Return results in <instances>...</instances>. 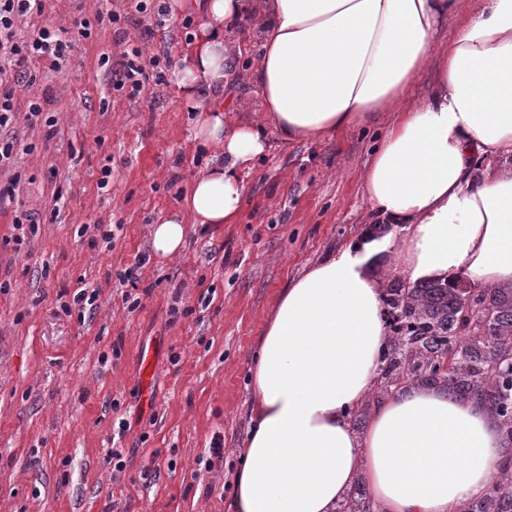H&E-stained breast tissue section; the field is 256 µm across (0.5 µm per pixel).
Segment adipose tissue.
Returning <instances> with one entry per match:
<instances>
[{
    "mask_svg": "<svg viewBox=\"0 0 512 512\" xmlns=\"http://www.w3.org/2000/svg\"><path fill=\"white\" fill-rule=\"evenodd\" d=\"M203 15L179 84L195 138L212 148L183 213L155 225L157 255L179 254L187 223L237 219L244 170L270 137L322 140L395 120L364 172L374 217L400 241L363 234L294 278L264 324L251 369L254 416L231 512H336L364 479L381 512H458L484 496L503 459L495 417L441 390L408 387L357 431L348 412L373 394L388 328L371 268L395 250L408 282L463 277L512 285V0H169ZM256 24L249 77L261 118L228 119L221 96ZM452 26L451 37L442 30ZM435 66L428 95L414 79Z\"/></svg>",
    "mask_w": 512,
    "mask_h": 512,
    "instance_id": "ef3b65f1",
    "label": "adipose tissue"
}]
</instances>
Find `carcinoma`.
Here are the masks:
<instances>
[{"label": "carcinoma", "mask_w": 512, "mask_h": 512, "mask_svg": "<svg viewBox=\"0 0 512 512\" xmlns=\"http://www.w3.org/2000/svg\"><path fill=\"white\" fill-rule=\"evenodd\" d=\"M388 344L374 402L409 386L441 388L471 400L500 424L507 454L486 495L459 512H512V286L474 288L461 278L407 283L386 278L382 293ZM358 480L336 512H375Z\"/></svg>", "instance_id": "1"}]
</instances>
